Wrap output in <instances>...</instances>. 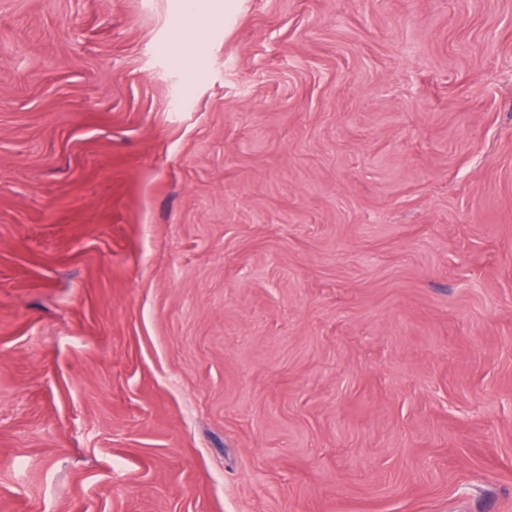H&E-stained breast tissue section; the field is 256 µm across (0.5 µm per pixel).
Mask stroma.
Returning <instances> with one entry per match:
<instances>
[{
	"instance_id": "obj_1",
	"label": "stroma",
	"mask_w": 512,
	"mask_h": 512,
	"mask_svg": "<svg viewBox=\"0 0 512 512\" xmlns=\"http://www.w3.org/2000/svg\"><path fill=\"white\" fill-rule=\"evenodd\" d=\"M194 10L0 0V512H512V0Z\"/></svg>"
}]
</instances>
